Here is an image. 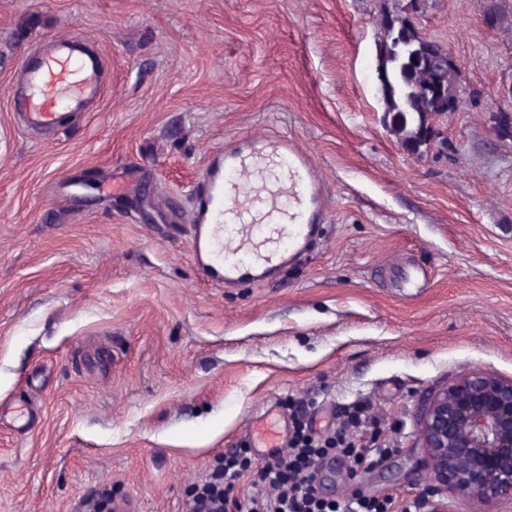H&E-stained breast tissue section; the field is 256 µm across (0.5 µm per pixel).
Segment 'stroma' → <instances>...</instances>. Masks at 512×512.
Returning a JSON list of instances; mask_svg holds the SVG:
<instances>
[{"instance_id": "35a3bbf8", "label": "stroma", "mask_w": 512, "mask_h": 512, "mask_svg": "<svg viewBox=\"0 0 512 512\" xmlns=\"http://www.w3.org/2000/svg\"><path fill=\"white\" fill-rule=\"evenodd\" d=\"M500 0H436L465 105L415 155L375 91L386 0H0V512H189L193 488L269 404L308 407L319 439L363 405L385 447L329 500L441 503L413 427L466 369L512 377V29ZM36 24L21 33L22 23ZM96 41L103 102L51 143L16 126L8 87L37 42ZM288 134L327 180L329 219L279 279L198 273L190 194L210 154ZM116 175L140 179L103 195ZM429 279L405 288L412 267Z\"/></svg>"}]
</instances>
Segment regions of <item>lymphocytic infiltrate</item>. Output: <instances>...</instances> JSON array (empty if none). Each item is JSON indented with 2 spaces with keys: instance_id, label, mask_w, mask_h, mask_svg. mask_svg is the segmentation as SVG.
<instances>
[{
  "instance_id": "obj_1",
  "label": "lymphocytic infiltrate",
  "mask_w": 512,
  "mask_h": 512,
  "mask_svg": "<svg viewBox=\"0 0 512 512\" xmlns=\"http://www.w3.org/2000/svg\"><path fill=\"white\" fill-rule=\"evenodd\" d=\"M367 424L361 412L353 411L326 444L317 445L312 437L295 435L288 450L279 451L257 464L253 484L272 489L273 494L251 497L246 512H420L421 503L417 500L396 505L357 497L341 502L322 498L317 475L332 452L352 458L357 465L375 462L384 455V448L358 447L351 441V432ZM240 465V455L225 457L223 468L217 470L211 481L194 496L191 512H230L229 494L241 476Z\"/></svg>"
}]
</instances>
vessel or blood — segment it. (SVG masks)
<instances>
[{
	"label": "vessel or blood",
	"instance_id": "b4317fda",
	"mask_svg": "<svg viewBox=\"0 0 512 512\" xmlns=\"http://www.w3.org/2000/svg\"><path fill=\"white\" fill-rule=\"evenodd\" d=\"M105 56L68 35L29 50L12 79L19 127L41 140L92 111L105 92ZM327 186L309 154L283 134L251 137L210 158L193 189V260L227 288L272 281L307 248L327 218Z\"/></svg>",
	"mask_w": 512,
	"mask_h": 512
}]
</instances>
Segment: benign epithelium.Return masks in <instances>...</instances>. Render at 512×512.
I'll list each match as a JSON object with an SVG mask.
<instances>
[{
  "label": "benign epithelium",
  "instance_id": "7a95c632",
  "mask_svg": "<svg viewBox=\"0 0 512 512\" xmlns=\"http://www.w3.org/2000/svg\"><path fill=\"white\" fill-rule=\"evenodd\" d=\"M418 445L437 483L464 501L512 509V377L467 369L430 391L416 419ZM104 493L84 512H112Z\"/></svg>",
  "mask_w": 512,
  "mask_h": 512
}]
</instances>
